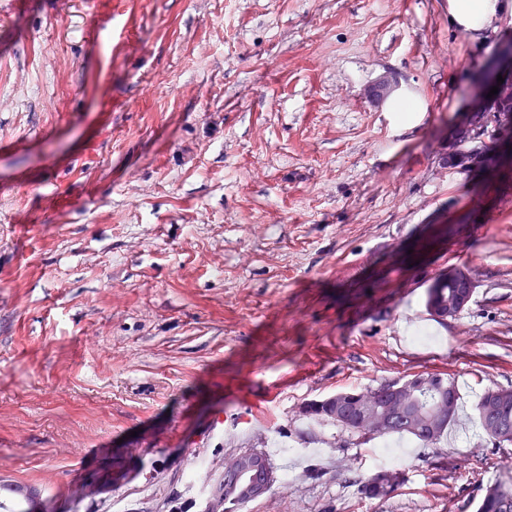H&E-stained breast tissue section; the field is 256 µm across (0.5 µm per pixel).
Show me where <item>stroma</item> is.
Wrapping results in <instances>:
<instances>
[{"instance_id":"obj_1","label":"stroma","mask_w":512,"mask_h":512,"mask_svg":"<svg viewBox=\"0 0 512 512\" xmlns=\"http://www.w3.org/2000/svg\"><path fill=\"white\" fill-rule=\"evenodd\" d=\"M449 0H0V474L33 512H476L512 480L472 407L512 389V162L448 164L512 43ZM391 75L413 112L374 104ZM468 273L442 323L426 292ZM423 371L461 411L437 445L303 414ZM387 500L363 485L382 466ZM448 284L452 285L453 288H447ZM440 288H444V296L447 298L454 297L456 288H460L455 298L448 301L447 304L437 300L436 296H434L430 303L429 310L431 314L428 311L426 304V310L430 316L432 315L433 318L440 321H447L449 318L452 319L457 317L461 308L468 304L472 297L474 282L464 273H448V270H445L442 273H439L430 283L427 296L430 291L432 294H436ZM249 458L259 461L260 464H262V470L257 472L256 466H253L251 469H243L242 463ZM242 474H250L252 477L251 482L248 484V496L252 498H258L266 494L270 491L275 481L272 469L268 468L258 454L243 453L234 460L233 466H229L224 470V484L226 485V489L230 491V495H234L239 477ZM399 474L402 475L401 478H399ZM402 478L403 472L399 469H395L394 467L380 469L367 479V481L372 482H369L367 486L364 487V492L367 496L372 497L373 485L377 483V490L373 498L383 499L390 495L394 489L401 484Z\"/></svg>"}]
</instances>
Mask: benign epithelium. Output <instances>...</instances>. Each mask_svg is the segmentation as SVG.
I'll use <instances>...</instances> for the list:
<instances>
[{
    "instance_id": "1",
    "label": "benign epithelium",
    "mask_w": 512,
    "mask_h": 512,
    "mask_svg": "<svg viewBox=\"0 0 512 512\" xmlns=\"http://www.w3.org/2000/svg\"><path fill=\"white\" fill-rule=\"evenodd\" d=\"M503 60L509 62L511 71L498 87V93L492 97L496 109L490 110L484 106L477 112L467 114L456 139L448 143V162L456 164L466 157L471 162L476 160L481 155L483 146L501 141L506 124L512 121V46L509 44L503 48L500 62L492 66L490 74L497 72ZM394 93V79L384 76L374 84L371 95L382 104ZM450 285L459 289L453 300L445 304L434 298L430 303L432 317L440 321L457 317L461 308L472 297L473 280L464 273L446 270L433 279L428 290L435 294L439 289ZM429 388L431 385L427 378H404L374 388H361L353 393L338 391L314 402V405L325 406L330 421H345L361 436L385 433L396 421L403 420L433 439L448 424L453 400L442 389L435 392L427 409V418L421 422L415 409V398L420 391ZM249 458L260 460V456L255 453L239 455L233 465L224 470V484L233 493L237 489L239 477L249 474L252 477L248 484L249 496L258 498L270 491L274 484V474L265 464L259 472L254 467L242 468V463Z\"/></svg>"
}]
</instances>
